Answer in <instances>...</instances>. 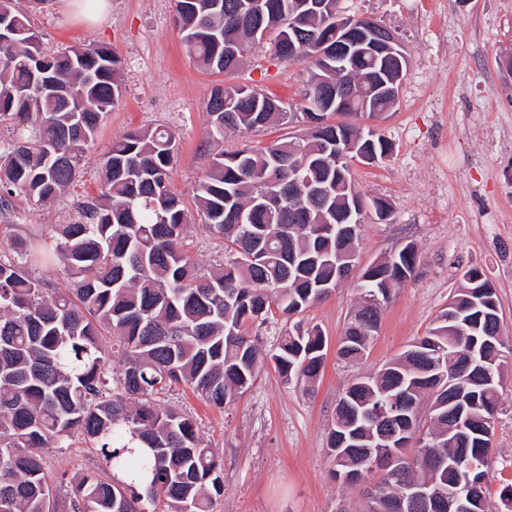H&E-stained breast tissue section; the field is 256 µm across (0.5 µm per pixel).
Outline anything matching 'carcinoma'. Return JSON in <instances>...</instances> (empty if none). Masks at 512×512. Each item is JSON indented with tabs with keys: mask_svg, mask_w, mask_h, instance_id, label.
Returning <instances> with one entry per match:
<instances>
[{
	"mask_svg": "<svg viewBox=\"0 0 512 512\" xmlns=\"http://www.w3.org/2000/svg\"><path fill=\"white\" fill-rule=\"evenodd\" d=\"M340 0H176V26L190 58L211 73L230 74L238 58L268 38L283 60L305 65L303 103L295 109L245 85H217L206 112L213 137L232 129L252 131L298 120L309 124L301 138L218 152L198 185V212L222 237L232 261L207 274L186 243L187 212L170 186L177 139L166 129L129 132L112 143L99 164L98 194L80 202L57 233L18 236L0 253V512H213L223 492L222 460L187 414L157 403L155 396L185 384L219 409L244 394L265 363L285 382L316 381L327 341L316 326L280 337L275 352L262 353L244 333L247 324L278 313L305 312L348 277L357 244L339 251L336 231L361 228L355 212L361 197L352 174L359 155L391 151L383 136L349 121L378 119L396 105L383 85L397 75L395 58L349 54L336 58L333 13ZM11 43L0 53L13 58L0 68V123L28 128L0 147V211L19 197L39 205L67 194L80 174L104 115L122 97L120 60L112 49L73 46L45 56L27 12L15 0H0V29ZM41 84L38 97L25 93ZM304 168L307 184L288 190V164ZM328 185L321 200L310 187ZM57 265L62 288L48 290L31 276L38 266ZM417 265L407 243L364 268L357 291L362 302H387L393 288ZM476 284L456 295L458 321L441 313L425 336L413 341L373 377L355 379L338 402L329 447L336 436L357 447L332 458L334 471L369 474L367 452L380 456L378 495L367 512H398L401 488L386 462L389 443L379 437V403L411 393L405 427L424 443L406 457L434 488L462 490L479 484L477 512H488L483 481L503 371L494 381L471 380L452 363L448 328L476 351L485 348L496 323L495 290L470 267ZM373 336L349 323L339 355L362 358ZM123 369L112 377V354ZM468 385L478 396L473 424L458 445L470 469L433 461L448 456V392ZM431 396L427 414L421 397ZM81 438L105 467L99 473L45 472L43 454Z\"/></svg>",
	"mask_w": 512,
	"mask_h": 512,
	"instance_id": "cac0c4a2",
	"label": "carcinoma"
}]
</instances>
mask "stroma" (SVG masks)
<instances>
[{
	"label": "stroma",
	"mask_w": 512,
	"mask_h": 512,
	"mask_svg": "<svg viewBox=\"0 0 512 512\" xmlns=\"http://www.w3.org/2000/svg\"><path fill=\"white\" fill-rule=\"evenodd\" d=\"M348 16L376 19L406 52L408 66L397 103L374 126L392 150L377 165H355L365 201L383 199L391 214L367 212L358 262L367 266L413 243L412 277L393 289L379 328L363 356L349 363L338 354L346 324L359 306L358 273L328 297L291 318L247 326L264 351L278 336L318 326L328 340L322 372L312 388L285 383L266 365L252 387L224 408L208 405L182 384L159 395L161 405L187 412L216 448L224 491L214 512H365L358 488L336 480L328 435L336 405L357 377L379 371L424 336L463 286L462 272L478 268L495 288L502 336L512 348V0H341ZM175 0H110L99 18L78 0H44L29 13L44 55L77 44L111 47L121 62L123 96L104 117L82 173L59 203L40 206L13 199L0 212V242L66 223L74 207L96 195L99 162L113 140L162 127L180 144L171 188L193 207L196 188L212 155L306 132L303 123L252 132L210 134L205 103L220 83L240 84L286 102L300 100L302 63L278 58L269 41L257 44L228 76L209 74L190 60L174 26ZM187 241L202 269L228 260L222 238L192 215ZM486 479L491 512L512 484V364L507 367ZM49 475L98 470L102 461L86 444L46 454Z\"/></svg>",
	"instance_id": "35a3bbf8"
}]
</instances>
